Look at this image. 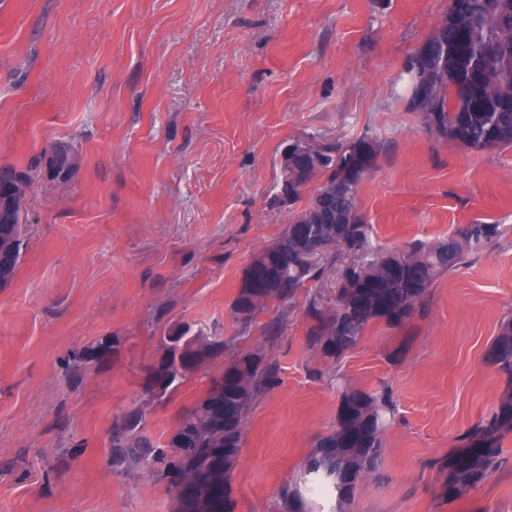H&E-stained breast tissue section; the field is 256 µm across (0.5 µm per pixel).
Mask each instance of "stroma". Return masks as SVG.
<instances>
[{
  "instance_id": "stroma-1",
  "label": "stroma",
  "mask_w": 512,
  "mask_h": 512,
  "mask_svg": "<svg viewBox=\"0 0 512 512\" xmlns=\"http://www.w3.org/2000/svg\"><path fill=\"white\" fill-rule=\"evenodd\" d=\"M448 0H0V167H34L11 283L0 287V512H174L145 471L108 466L113 421L133 404L169 440L226 364L188 372L163 399L146 373L177 325L234 353L263 347L279 385L255 400L232 474L235 512H276L345 387H390L380 480L324 512H512L506 462L466 497L441 494L433 460L512 390L485 359L512 317V146L475 151L429 132L407 107L404 66ZM383 148L359 185L373 246L444 241L463 224L502 234L431 286L403 327L371 324L331 361L306 339L310 300L334 304L337 267L302 289L276 339L269 304L242 328L231 312L258 250L307 207L279 197L284 156ZM70 145L67 180L46 157ZM101 336L115 358L71 387V352Z\"/></svg>"
}]
</instances>
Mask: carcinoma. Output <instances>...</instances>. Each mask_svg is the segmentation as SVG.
I'll return each instance as SVG.
<instances>
[{
  "label": "carcinoma",
  "mask_w": 512,
  "mask_h": 512,
  "mask_svg": "<svg viewBox=\"0 0 512 512\" xmlns=\"http://www.w3.org/2000/svg\"><path fill=\"white\" fill-rule=\"evenodd\" d=\"M458 2L450 0L439 25L405 67L407 107L422 116L429 131L471 150L512 146V0H466L462 9ZM381 149L377 139L362 136L334 157L320 155L317 165L307 156L296 158L302 177L292 196L319 172L325 181L309 206L292 215L278 240L252 257L231 305L243 326L274 301L281 315L267 324L266 335H280L300 289L336 263L340 247L358 258V264L341 270L333 308L309 305L306 332L311 346L338 359L359 342L369 324L403 326L439 276L500 234L497 224H465L442 243L416 242L404 252L374 253L369 225L359 212L358 185ZM74 167L71 147L57 145L48 159L54 177L65 179ZM32 183L29 169L0 168V286L13 280L26 249L16 215ZM172 335L176 344L165 356L180 357L182 367L166 368L161 362L152 368L143 382L151 398L175 390L185 372L230 349L220 339L205 342L189 335L185 326L174 328ZM117 351V337L98 338L74 355V366L99 365ZM486 359L512 382V319L502 324ZM279 383V369L267 354L256 350L235 356L211 376L204 396L180 415L164 447L144 435L143 406H130L112 424V471H148L175 491V512H235L231 475L248 416L256 397ZM392 404L388 389L378 395L344 391L336 429L319 437L306 457L307 481L346 500L360 481L379 476ZM509 434L512 395L460 435L458 450L432 462L445 475L443 496L458 499L501 469L503 441ZM279 499L282 512H306L296 488L282 486Z\"/></svg>",
  "instance_id": "obj_1"
}]
</instances>
